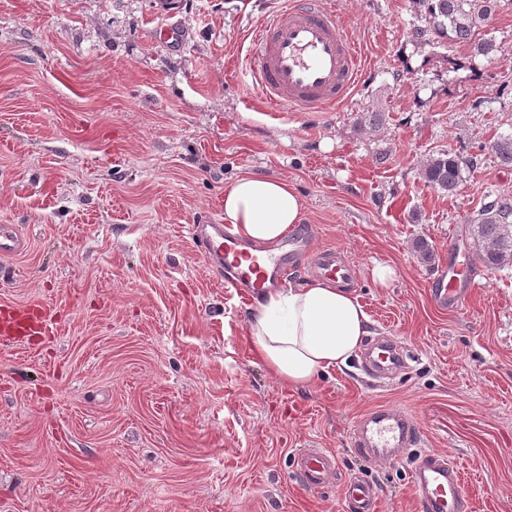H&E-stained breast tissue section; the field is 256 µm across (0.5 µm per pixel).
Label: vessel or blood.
Listing matches in <instances>:
<instances>
[{"instance_id":"obj_1","label":"vessel or blood","mask_w":512,"mask_h":512,"mask_svg":"<svg viewBox=\"0 0 512 512\" xmlns=\"http://www.w3.org/2000/svg\"><path fill=\"white\" fill-rule=\"evenodd\" d=\"M361 68L358 46L322 0H284L251 37L250 81L275 110L322 112L344 104L354 93ZM190 236L203 257L223 262L227 285L245 289L253 297L278 286L309 248L308 240L295 233L260 259L220 224L192 225ZM314 271L341 283L353 280L351 266L330 250L317 258ZM476 287L469 268L452 271L442 264L431 282V299L438 308L460 311ZM55 331L52 307L38 301L0 303V348L42 341ZM407 359L396 341L373 336L361 355V367L379 380L405 368ZM422 439V428L411 413L386 405L370 408L351 433L353 447L373 462L390 463L402 450L414 449L411 488L421 512H473V498L461 483L456 463L445 454L422 449ZM329 465L327 455L314 449L302 450L296 458L300 480L313 488L325 482ZM343 495L347 512H377L376 492L363 476L349 477Z\"/></svg>"}]
</instances>
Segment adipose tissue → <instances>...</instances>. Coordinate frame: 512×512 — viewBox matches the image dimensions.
Returning a JSON list of instances; mask_svg holds the SVG:
<instances>
[{"label":"adipose tissue","instance_id":"1","mask_svg":"<svg viewBox=\"0 0 512 512\" xmlns=\"http://www.w3.org/2000/svg\"><path fill=\"white\" fill-rule=\"evenodd\" d=\"M287 181L247 174L224 187V224L245 242L284 239L301 222ZM370 318L350 291L330 280L272 288L248 322L251 355L279 380L302 386L344 364L368 336Z\"/></svg>","mask_w":512,"mask_h":512}]
</instances>
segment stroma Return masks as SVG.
I'll list each match as a JSON object with an SVG mask.
<instances>
[{"mask_svg":"<svg viewBox=\"0 0 512 512\" xmlns=\"http://www.w3.org/2000/svg\"><path fill=\"white\" fill-rule=\"evenodd\" d=\"M327 5L363 73L347 103L308 114L271 109L247 75L249 34L281 0H0V226L22 241L0 258V301L58 321L0 350V512H345L355 474L378 512H419L409 457L351 444L377 405L418 418L474 512H512V268L476 262L466 224L512 195V167L479 151L512 134V0L475 34L488 56L434 38L413 0ZM161 24L184 44L154 38ZM449 149L478 157L450 195L421 177ZM244 174L287 180L312 252L355 267L371 332L412 355L386 384L350 361L290 387L250 357L251 301L187 232L223 223ZM454 252L480 283L458 312L429 291ZM377 263L395 267L389 287ZM303 448L334 461L324 486L300 483Z\"/></svg>","mask_w":512,"mask_h":512,"instance_id":"stroma-1","label":"stroma"}]
</instances>
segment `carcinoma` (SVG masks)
Masks as SVG:
<instances>
[{
    "instance_id": "cac0c4a2",
    "label": "carcinoma",
    "mask_w": 512,
    "mask_h": 512,
    "mask_svg": "<svg viewBox=\"0 0 512 512\" xmlns=\"http://www.w3.org/2000/svg\"><path fill=\"white\" fill-rule=\"evenodd\" d=\"M424 12L432 33L438 38L462 43L472 41L476 30L491 19L495 0H414ZM487 149L499 161L512 166V135L500 137ZM466 160L450 150L431 158L422 170L424 181L434 189L450 194L462 183ZM479 249L477 260L485 267L502 270L512 266V196L495 195L468 218Z\"/></svg>"
}]
</instances>
